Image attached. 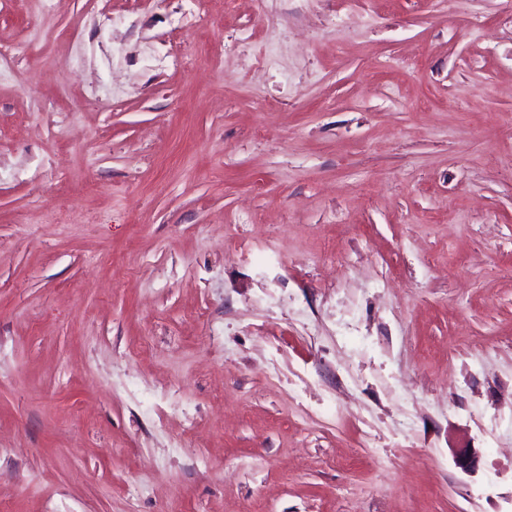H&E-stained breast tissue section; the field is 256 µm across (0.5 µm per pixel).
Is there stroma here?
<instances>
[{
	"mask_svg": "<svg viewBox=\"0 0 512 512\" xmlns=\"http://www.w3.org/2000/svg\"><path fill=\"white\" fill-rule=\"evenodd\" d=\"M20 38L0 512H512V0H0Z\"/></svg>",
	"mask_w": 512,
	"mask_h": 512,
	"instance_id": "35a3bbf8",
	"label": "stroma"
}]
</instances>
